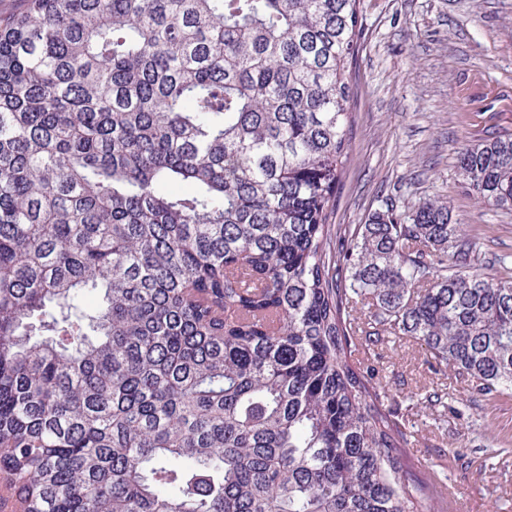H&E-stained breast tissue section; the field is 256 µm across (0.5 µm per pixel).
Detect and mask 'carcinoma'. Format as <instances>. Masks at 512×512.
<instances>
[{
    "mask_svg": "<svg viewBox=\"0 0 512 512\" xmlns=\"http://www.w3.org/2000/svg\"><path fill=\"white\" fill-rule=\"evenodd\" d=\"M362 32L360 0L0 19V474L22 512H446L409 452L431 430L355 352L406 336L512 393V279L443 202L334 232ZM458 168L512 213V134Z\"/></svg>",
    "mask_w": 512,
    "mask_h": 512,
    "instance_id": "carcinoma-1",
    "label": "carcinoma"
}]
</instances>
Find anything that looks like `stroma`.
<instances>
[{"label":"stroma","mask_w":512,"mask_h":512,"mask_svg":"<svg viewBox=\"0 0 512 512\" xmlns=\"http://www.w3.org/2000/svg\"><path fill=\"white\" fill-rule=\"evenodd\" d=\"M363 40L349 160L334 223H365L381 199L446 201L475 242L485 273L512 275V214L479 203L458 153L512 132V0H361ZM369 363L388 403L442 385L424 350L389 337ZM436 438L411 450L441 473L458 512H512V395L487 401L455 386L447 408L423 409Z\"/></svg>","instance_id":"35a3bbf8"}]
</instances>
